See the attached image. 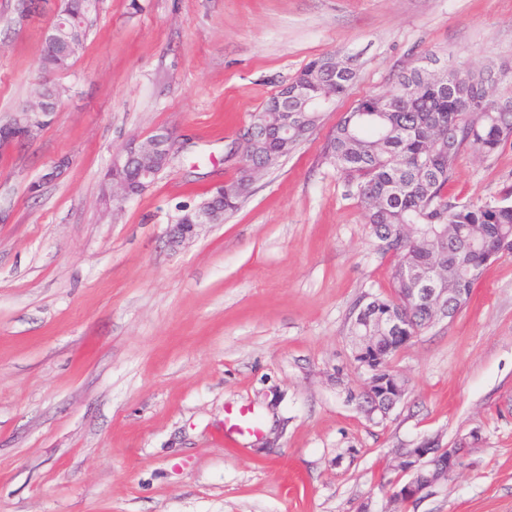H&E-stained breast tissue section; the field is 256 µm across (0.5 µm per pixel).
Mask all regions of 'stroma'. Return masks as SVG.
Returning <instances> with one entry per match:
<instances>
[{
    "label": "stroma",
    "instance_id": "obj_1",
    "mask_svg": "<svg viewBox=\"0 0 512 512\" xmlns=\"http://www.w3.org/2000/svg\"><path fill=\"white\" fill-rule=\"evenodd\" d=\"M0 0V121L63 88L40 136L0 158V512H388L386 464L426 437L477 433L415 512H512V252L470 300L400 350L387 419L350 326L392 259L354 186L322 157L344 112L422 57L490 72L512 100V0H102L73 66L41 74L44 31ZM356 79L259 175L236 212L180 246L168 225L236 177L240 131L312 61ZM165 128L182 148L143 194L102 200L112 154ZM64 175L28 186L58 160ZM512 192V145L459 156L448 195ZM248 408L259 433L228 441Z\"/></svg>",
    "mask_w": 512,
    "mask_h": 512
}]
</instances>
